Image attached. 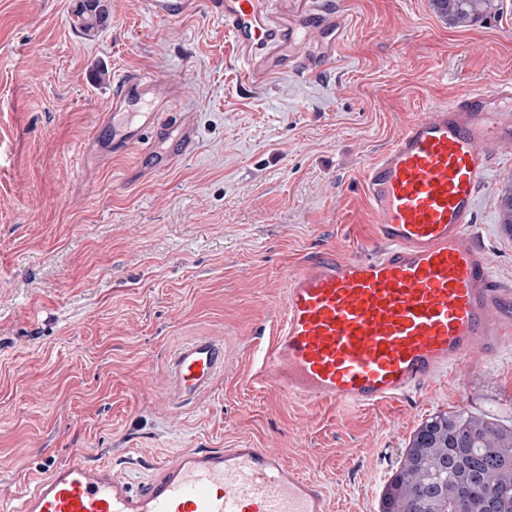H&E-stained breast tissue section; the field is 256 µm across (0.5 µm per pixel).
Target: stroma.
<instances>
[{
  "label": "stroma",
  "mask_w": 512,
  "mask_h": 512,
  "mask_svg": "<svg viewBox=\"0 0 512 512\" xmlns=\"http://www.w3.org/2000/svg\"><path fill=\"white\" fill-rule=\"evenodd\" d=\"M79 0H0V512L72 450L140 482L186 448H273L320 482L332 512H379L418 426L465 411L512 426V343L397 406L311 404L258 382L253 353L310 255L367 254L363 167L410 120L512 81V0L454 27L430 0H331L350 24L334 67L306 80L240 81L206 0L182 14L108 0L95 36ZM180 99L193 130L167 165L108 154L103 124L125 73ZM475 234L512 282L499 198L512 145L490 149ZM224 343V371L195 404L167 396L186 339ZM78 8L75 11L77 24L81 32L86 36H92L106 26V16L97 11V8H88L85 0L79 1Z\"/></svg>",
  "instance_id": "35a3bbf8"
}]
</instances>
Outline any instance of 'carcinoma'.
I'll return each instance as SVG.
<instances>
[{
  "mask_svg": "<svg viewBox=\"0 0 512 512\" xmlns=\"http://www.w3.org/2000/svg\"><path fill=\"white\" fill-rule=\"evenodd\" d=\"M456 27L481 21L494 0H431ZM77 24L86 36L106 17L80 0ZM501 224L512 235V186L501 198ZM380 512H512V427L464 412L437 413L411 437L383 492Z\"/></svg>",
  "mask_w": 512,
  "mask_h": 512,
  "instance_id": "carcinoma-1",
  "label": "carcinoma"
}]
</instances>
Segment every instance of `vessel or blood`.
<instances>
[{"instance_id": "vessel-or-blood-1", "label": "vessel or blood", "mask_w": 512, "mask_h": 512, "mask_svg": "<svg viewBox=\"0 0 512 512\" xmlns=\"http://www.w3.org/2000/svg\"><path fill=\"white\" fill-rule=\"evenodd\" d=\"M241 60L244 85L273 74L310 77L335 58L345 15L328 0H208ZM179 98L147 74L124 75L109 115L125 118L113 150L152 154L168 129L157 112ZM512 144V84L471 91L411 120L363 170L373 252L321 254L290 274L283 316L260 349L259 373L313 403L393 404L468 357L512 342V289L474 240L477 194L492 144ZM177 406L208 393L224 344L195 336L167 364ZM18 512H329L321 485L271 448H187L134 484L82 453L50 464Z\"/></svg>"}]
</instances>
